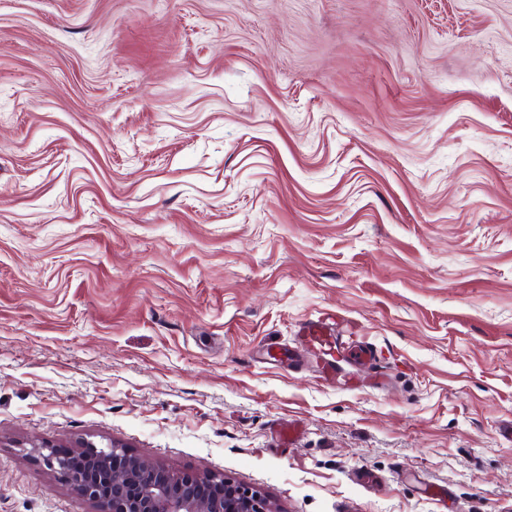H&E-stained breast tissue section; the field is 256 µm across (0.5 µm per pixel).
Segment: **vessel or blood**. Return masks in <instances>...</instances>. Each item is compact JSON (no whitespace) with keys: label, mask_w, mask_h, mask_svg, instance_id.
Segmentation results:
<instances>
[{"label":"vessel or blood","mask_w":512,"mask_h":512,"mask_svg":"<svg viewBox=\"0 0 512 512\" xmlns=\"http://www.w3.org/2000/svg\"><path fill=\"white\" fill-rule=\"evenodd\" d=\"M336 324L335 316H323L304 325L298 332L299 343L307 351L322 356L323 378L329 382L334 381L338 373L337 350H346L356 365H369L374 361L368 346L349 337L337 335Z\"/></svg>","instance_id":"obj_1"}]
</instances>
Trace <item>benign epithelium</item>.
<instances>
[{"mask_svg": "<svg viewBox=\"0 0 512 512\" xmlns=\"http://www.w3.org/2000/svg\"><path fill=\"white\" fill-rule=\"evenodd\" d=\"M47 468L97 512H276L264 496L224 478H186L112 442L43 455Z\"/></svg>", "mask_w": 512, "mask_h": 512, "instance_id": "1", "label": "benign epithelium"}]
</instances>
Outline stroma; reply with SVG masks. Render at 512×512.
Masks as SVG:
<instances>
[{
	"label": "stroma",
	"mask_w": 512,
	"mask_h": 512,
	"mask_svg": "<svg viewBox=\"0 0 512 512\" xmlns=\"http://www.w3.org/2000/svg\"><path fill=\"white\" fill-rule=\"evenodd\" d=\"M115 441L512 512V0H0V512H96L42 450ZM336 316H323L309 322L298 332L299 343L307 351L323 357V378L333 382L340 373L336 367V350L344 349L354 365H371L375 360L368 346L350 336H336Z\"/></svg>",
	"instance_id": "35a3bbf8"
}]
</instances>
